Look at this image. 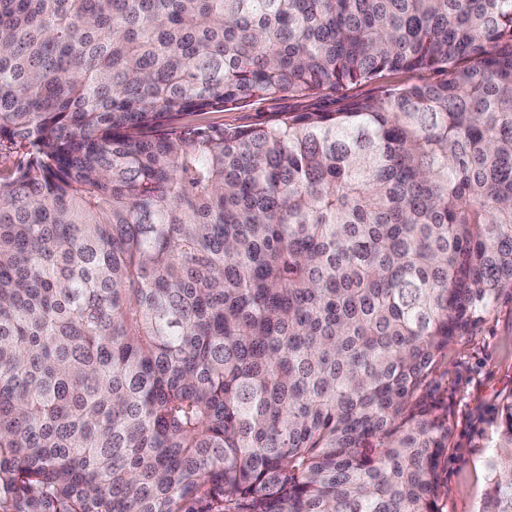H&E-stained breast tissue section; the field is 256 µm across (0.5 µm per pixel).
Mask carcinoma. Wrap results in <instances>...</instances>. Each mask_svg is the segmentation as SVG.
<instances>
[{"label":"carcinoma","instance_id":"carcinoma-1","mask_svg":"<svg viewBox=\"0 0 512 512\" xmlns=\"http://www.w3.org/2000/svg\"><path fill=\"white\" fill-rule=\"evenodd\" d=\"M7 145L0 512H444L428 395L512 288V0H0ZM493 448L512 512V400ZM444 75L429 70L407 73L389 74L372 84L356 85L344 88L339 92L324 90L308 98H297L282 95L276 99L255 100L241 108L225 109L220 112L186 115L179 121L181 124H219L224 127L260 126L273 122L280 112L297 111H335L343 104L344 96L379 97L387 86L404 83L435 82Z\"/></svg>","mask_w":512,"mask_h":512}]
</instances>
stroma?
<instances>
[{"instance_id":"35a3bbf8","label":"stroma","mask_w":512,"mask_h":512,"mask_svg":"<svg viewBox=\"0 0 512 512\" xmlns=\"http://www.w3.org/2000/svg\"><path fill=\"white\" fill-rule=\"evenodd\" d=\"M439 78V73L429 70L389 74L378 82L342 92L325 90L308 98L283 95L255 100L241 108L186 115L182 121L260 126L273 122L283 112L334 111L347 95L376 98L388 86ZM438 382V397L448 410L451 424L444 512H478L487 482L486 461L499 424L498 410L512 396V291H503L480 324L449 343Z\"/></svg>"}]
</instances>
